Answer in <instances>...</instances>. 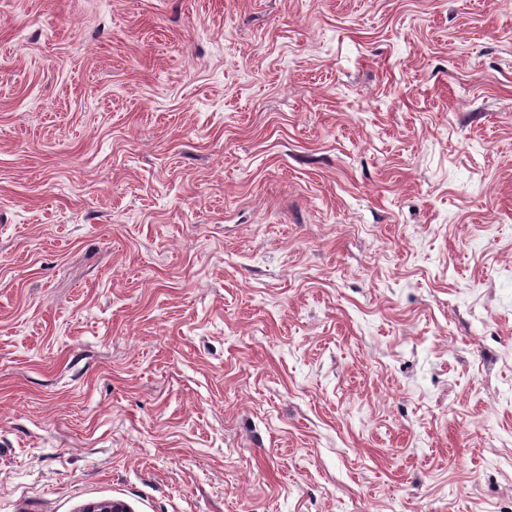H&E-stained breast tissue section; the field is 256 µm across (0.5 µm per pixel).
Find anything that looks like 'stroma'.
Listing matches in <instances>:
<instances>
[{
    "instance_id": "1",
    "label": "stroma",
    "mask_w": 512,
    "mask_h": 512,
    "mask_svg": "<svg viewBox=\"0 0 512 512\" xmlns=\"http://www.w3.org/2000/svg\"><path fill=\"white\" fill-rule=\"evenodd\" d=\"M512 512V0H0V512Z\"/></svg>"
}]
</instances>
